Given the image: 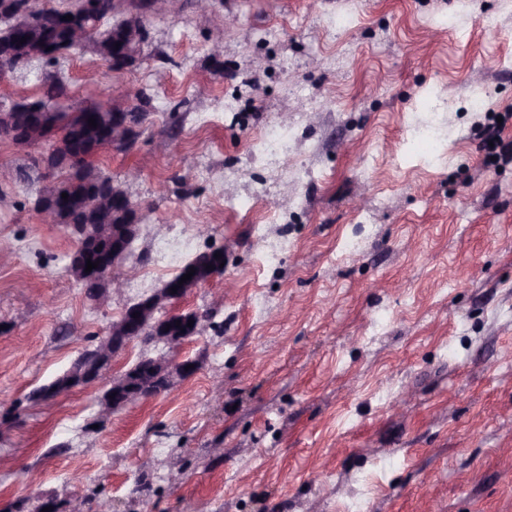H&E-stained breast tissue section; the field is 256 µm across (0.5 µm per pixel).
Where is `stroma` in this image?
<instances>
[{
	"label": "stroma",
	"mask_w": 512,
	"mask_h": 512,
	"mask_svg": "<svg viewBox=\"0 0 512 512\" xmlns=\"http://www.w3.org/2000/svg\"><path fill=\"white\" fill-rule=\"evenodd\" d=\"M215 8L151 19L126 69L88 50L59 64L71 98L126 90L148 115L133 150L96 157L117 181L147 161L125 182L145 211L108 302L32 211L49 143L0 139V512L36 495L64 512L97 495L112 512H512V161L485 165L479 126L505 115L512 142V0ZM46 73L0 76V105ZM423 125L431 164L407 143ZM216 248L223 275L179 304L223 293L213 326L110 367L194 359L192 376L102 423L99 385L25 404L163 286L143 275L160 250L181 267Z\"/></svg>",
	"instance_id": "35a3bbf8"
}]
</instances>
